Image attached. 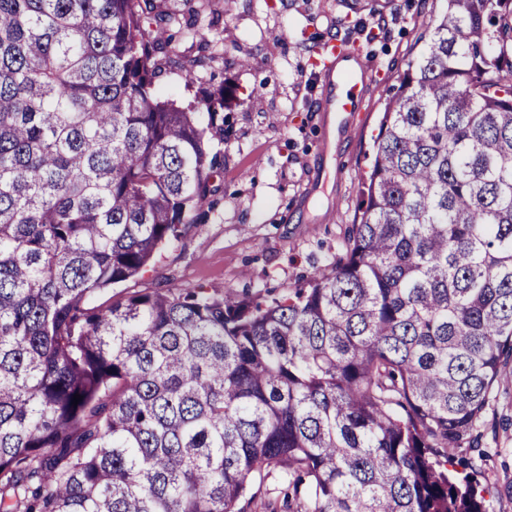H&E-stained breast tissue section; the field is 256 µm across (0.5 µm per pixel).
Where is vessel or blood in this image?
<instances>
[{
  "label": "vessel or blood",
  "instance_id": "b4317fda",
  "mask_svg": "<svg viewBox=\"0 0 512 512\" xmlns=\"http://www.w3.org/2000/svg\"><path fill=\"white\" fill-rule=\"evenodd\" d=\"M324 109L342 115L357 111L370 85L369 69L360 54L340 42L322 52Z\"/></svg>",
  "mask_w": 512,
  "mask_h": 512
}]
</instances>
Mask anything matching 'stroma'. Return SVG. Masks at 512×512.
<instances>
[{"label":"stroma","instance_id":"1","mask_svg":"<svg viewBox=\"0 0 512 512\" xmlns=\"http://www.w3.org/2000/svg\"><path fill=\"white\" fill-rule=\"evenodd\" d=\"M190 25L159 53L156 91L188 102L224 93V137L212 140L224 170L215 205L123 294L203 286L282 295L323 269L347 225L355 223L360 176L389 89L422 48L421 27L443 0H369L351 12L344 0H155ZM356 48L375 83L358 112L320 109L322 69L304 39ZM203 65H196V58ZM194 84H186L187 71ZM262 87L264 106L246 99ZM482 453L462 452L488 488L494 512H512V365L496 384L482 428Z\"/></svg>","mask_w":512,"mask_h":512}]
</instances>
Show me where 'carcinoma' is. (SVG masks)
<instances>
[{
  "label": "carcinoma",
  "mask_w": 512,
  "mask_h": 512,
  "mask_svg": "<svg viewBox=\"0 0 512 512\" xmlns=\"http://www.w3.org/2000/svg\"><path fill=\"white\" fill-rule=\"evenodd\" d=\"M352 225L280 296L94 304L211 208L224 92L153 90V0H0V512H489L512 357V0H446ZM82 396L72 404L74 395ZM481 448L459 453L460 459L472 461L481 473L479 479L488 488L494 512H512V363L495 385L491 407L481 429Z\"/></svg>",
  "instance_id": "cac0c4a2"
}]
</instances>
